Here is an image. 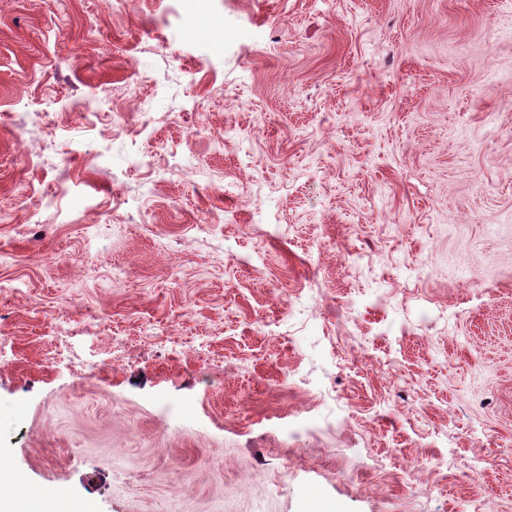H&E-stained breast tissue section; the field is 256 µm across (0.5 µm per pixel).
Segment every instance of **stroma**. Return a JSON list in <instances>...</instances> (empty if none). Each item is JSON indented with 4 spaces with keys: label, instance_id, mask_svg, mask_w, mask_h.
Returning <instances> with one entry per match:
<instances>
[{
    "label": "stroma",
    "instance_id": "obj_1",
    "mask_svg": "<svg viewBox=\"0 0 512 512\" xmlns=\"http://www.w3.org/2000/svg\"><path fill=\"white\" fill-rule=\"evenodd\" d=\"M211 4L0 0V512H512V0Z\"/></svg>",
    "mask_w": 512,
    "mask_h": 512
}]
</instances>
